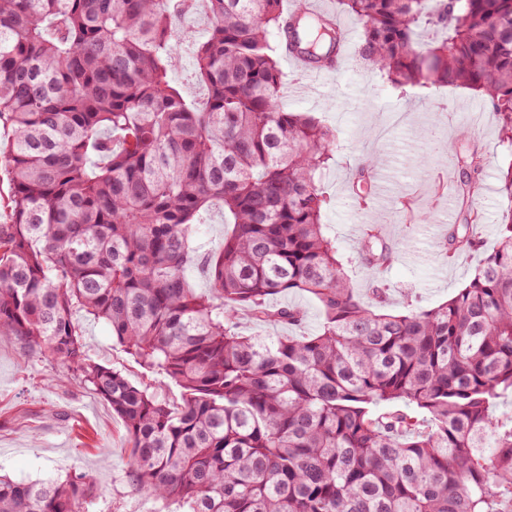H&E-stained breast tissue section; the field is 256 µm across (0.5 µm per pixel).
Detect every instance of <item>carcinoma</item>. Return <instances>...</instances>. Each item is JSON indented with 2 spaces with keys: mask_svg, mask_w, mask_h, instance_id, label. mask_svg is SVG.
Wrapping results in <instances>:
<instances>
[{
  "mask_svg": "<svg viewBox=\"0 0 512 512\" xmlns=\"http://www.w3.org/2000/svg\"><path fill=\"white\" fill-rule=\"evenodd\" d=\"M197 0H0V336L44 352L124 424L137 488L187 512H512L511 203L498 239L445 303L382 312L348 281L322 217L336 135L280 104L276 42L326 66L342 31L296 0H203L191 43L202 99L171 83L176 19ZM362 25L361 62L399 88L466 86L512 145V0H336ZM456 128L448 152L465 206L448 251L479 241L471 177L486 165ZM368 156L353 174L366 193ZM224 213V243L189 282L193 236ZM371 273L392 257L373 213L357 241ZM305 292L312 336L239 330L300 321L270 299ZM82 311L102 319L145 370L180 389L87 362ZM383 404L390 410L382 412ZM404 409H391V406ZM414 409L422 418L407 413ZM89 475L0 477V512H80Z\"/></svg>",
  "mask_w": 512,
  "mask_h": 512,
  "instance_id": "cac0c4a2",
  "label": "carcinoma"
}]
</instances>
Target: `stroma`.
I'll return each instance as SVG.
<instances>
[{"mask_svg":"<svg viewBox=\"0 0 512 512\" xmlns=\"http://www.w3.org/2000/svg\"><path fill=\"white\" fill-rule=\"evenodd\" d=\"M280 69L283 107L313 113L336 133V159L322 181L332 201L323 221L353 286L368 294L371 277L355 249L367 208L351 190L352 170L362 158L378 154L386 157L383 170L390 176L389 200L380 208L387 222L384 234L395 249L392 264L376 276L387 286L385 309L399 311L408 302L433 308L447 301L468 283L480 256L447 257L454 221L448 210L454 161L442 157L429 167L417 164V157L431 149L419 135L432 128L445 137L463 124L471 143L482 148L487 164L473 196L482 216L478 234L489 248L507 205L499 192L500 173L512 165V147L501 142L495 113L481 96L462 87L397 89L354 56L315 92L296 81L288 62H281ZM194 241L198 251L191 277L204 291V259L224 242L220 210L206 215ZM270 305L298 308L300 324L258 325L244 317L241 331L264 336L319 332L323 315L309 294L277 295ZM78 321L88 362L118 369L135 383L149 381L158 397L178 398V387L163 375L146 374L113 337L108 323L84 315ZM81 473L95 479L94 499L85 512H179L175 506L162 508L134 485L126 432L108 404L55 360L0 337V474L17 482H61Z\"/></svg>","mask_w":512,"mask_h":512,"instance_id":"obj_1","label":"stroma"}]
</instances>
